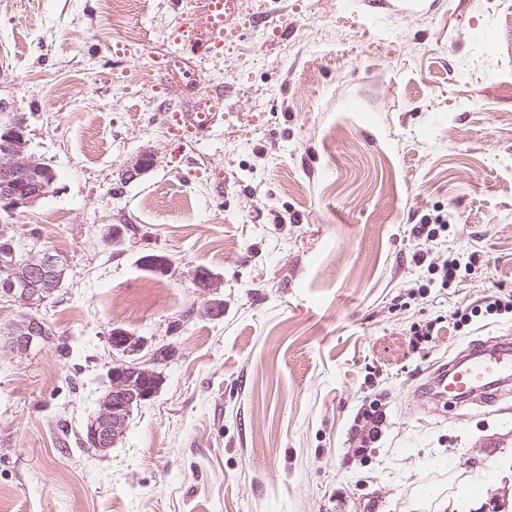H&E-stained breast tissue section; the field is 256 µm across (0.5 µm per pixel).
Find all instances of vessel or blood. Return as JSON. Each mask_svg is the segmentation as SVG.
Segmentation results:
<instances>
[{"instance_id": "vessel-or-blood-1", "label": "vessel or blood", "mask_w": 512, "mask_h": 512, "mask_svg": "<svg viewBox=\"0 0 512 512\" xmlns=\"http://www.w3.org/2000/svg\"><path fill=\"white\" fill-rule=\"evenodd\" d=\"M198 13L204 18L206 39L195 36L194 21H184L175 40L194 55L210 56L224 50V0H201ZM224 110L223 92L211 94L207 108L197 112L176 114L180 137L205 140ZM512 384V344L492 341L471 348L442 365L425 383V397L461 405L483 399Z\"/></svg>"}]
</instances>
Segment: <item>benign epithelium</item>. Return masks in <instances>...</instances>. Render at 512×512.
Masks as SVG:
<instances>
[{"label": "benign epithelium", "mask_w": 512, "mask_h": 512, "mask_svg": "<svg viewBox=\"0 0 512 512\" xmlns=\"http://www.w3.org/2000/svg\"><path fill=\"white\" fill-rule=\"evenodd\" d=\"M55 175L34 156L28 154L26 127L11 118L0 126V269L8 277L0 281V297L29 310L7 333L5 345L14 353H25L32 346L47 341L46 322L33 313L50 295L62 287L65 260L39 249V240L31 238L17 258L16 239L9 234V220L51 193ZM113 350L124 356L112 364L109 386L87 424L83 442L91 448L106 450L123 435L132 408L151 399L153 385L136 386L129 375L146 378L154 375L136 356L146 347L144 340L116 327L109 333Z\"/></svg>", "instance_id": "7a95c632"}]
</instances>
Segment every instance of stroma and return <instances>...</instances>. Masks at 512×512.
<instances>
[{
	"instance_id": "obj_1",
	"label": "stroma",
	"mask_w": 512,
	"mask_h": 512,
	"mask_svg": "<svg viewBox=\"0 0 512 512\" xmlns=\"http://www.w3.org/2000/svg\"><path fill=\"white\" fill-rule=\"evenodd\" d=\"M191 2L130 0V42L110 0H0V103L56 175L12 233L66 259L49 339L0 349V512H512V395L419 393L512 337V0H224L223 53L159 80ZM208 87L223 121L180 139ZM115 327L171 356L102 451ZM424 224H416L414 227L417 238L427 240H433L440 236L442 233H447L450 224L448 223L447 217L444 218L441 215H436L434 220L430 215L423 216Z\"/></svg>"
}]
</instances>
